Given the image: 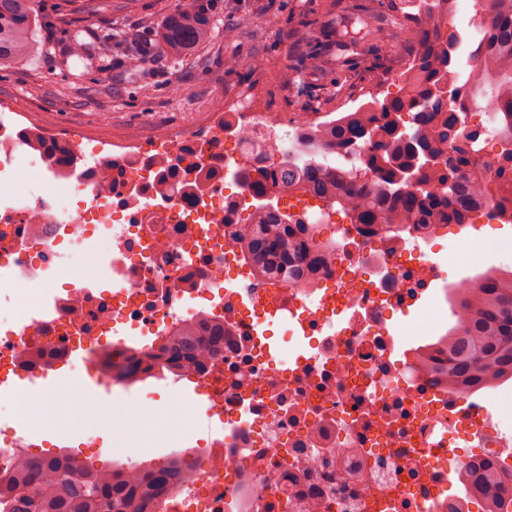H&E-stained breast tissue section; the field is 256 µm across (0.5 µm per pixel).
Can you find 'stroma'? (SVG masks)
<instances>
[{"label": "stroma", "instance_id": "obj_1", "mask_svg": "<svg viewBox=\"0 0 512 512\" xmlns=\"http://www.w3.org/2000/svg\"><path fill=\"white\" fill-rule=\"evenodd\" d=\"M176 5L177 0H102L90 17L83 0H34L35 60L0 62V102L29 115L36 130L70 131L89 157L100 141L124 134L151 136L166 126H205L225 97L255 87L265 112L287 117L296 112H350L397 93L412 52L406 32L389 24L388 0H338L333 6L326 0H216L212 38L180 60L154 50L135 66L118 44L104 69L77 55L61 58L72 41L87 43L103 31L149 42ZM370 12L378 15L383 37L355 46L338 44L340 18ZM228 56L235 58L234 68L224 66ZM465 236L475 238L473 248L460 247ZM435 257L452 275L488 259L512 268V224L488 230L480 224L449 227L436 240ZM178 388L192 418L183 435L161 433L142 422L137 441L118 434L113 443H103L106 420L81 396L73 405L53 406V420L38 438V452L53 456L67 446L99 464L129 455L158 460L182 443L204 446L212 432L203 399L195 395L192 381H181ZM169 393L162 383L132 386L118 415L124 420L129 410L145 408L164 415ZM92 438L100 440V447H88Z\"/></svg>", "mask_w": 512, "mask_h": 512}]
</instances>
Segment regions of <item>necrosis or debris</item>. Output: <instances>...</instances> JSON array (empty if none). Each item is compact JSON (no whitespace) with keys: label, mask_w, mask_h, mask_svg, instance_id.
<instances>
[{"label":"necrosis or debris","mask_w":512,"mask_h":512,"mask_svg":"<svg viewBox=\"0 0 512 512\" xmlns=\"http://www.w3.org/2000/svg\"><path fill=\"white\" fill-rule=\"evenodd\" d=\"M332 121L326 112L285 121L237 99L205 132L117 138L93 163L48 130L42 194L0 185V299L43 281L50 301L0 320V374L34 385L82 353L94 370L105 357L127 365L174 327L223 319L229 345L206 351L192 377L219 435L183 449L195 479L170 491L164 512H478L466 467L512 455L502 387L448 389L421 363L439 356L456 290L488 270L448 279L431 256L438 228L383 237L310 214L306 238L323 252L311 255L308 278L264 276L247 259V151L276 164ZM105 252L111 289L68 280L70 256L90 270ZM418 303L429 321L398 334L393 315ZM276 315L304 339L285 363Z\"/></svg>","instance_id":"obj_1"}]
</instances>
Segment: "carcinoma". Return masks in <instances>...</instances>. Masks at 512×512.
I'll return each instance as SVG.
<instances>
[{
  "mask_svg": "<svg viewBox=\"0 0 512 512\" xmlns=\"http://www.w3.org/2000/svg\"><path fill=\"white\" fill-rule=\"evenodd\" d=\"M481 14L491 13L490 26L464 35L452 24L453 0H420L423 12L407 32L413 39L412 75L397 96L367 102L336 118L328 130L339 148L363 145L364 161L354 168L325 171L299 165L288 153L277 168L246 161L242 175L253 198L255 233L246 252L257 270L267 274L273 262L298 276L294 258L305 247L304 221L280 208L276 193L300 195L323 203V216L339 207L352 224L386 229L400 224H464L469 213L494 202L502 221L512 223V200L503 197L512 185V0H474ZM214 0H178L156 33L161 52L183 56L211 38ZM35 15L32 0H0V61L32 56ZM473 38L467 78L469 100L491 98L487 106L502 113L506 126L498 167L478 166L477 134H462L456 102V49ZM113 36L102 35L89 47L74 44L63 53H87L102 61L112 56ZM454 307L464 319L441 343L438 362H424L431 375L464 390L483 381L512 380V270L485 278L462 294ZM224 344V322L184 323L163 337L144 356L153 368L173 370L198 361L203 343ZM191 467L178 453L158 467H147L134 480L116 464L90 466L77 454L40 456L24 450L0 467V512H155L159 501L186 483ZM467 483L485 492L490 512H512V465L485 464L466 470Z\"/></svg>",
  "mask_w": 512,
  "mask_h": 512,
  "instance_id": "obj_1",
  "label": "carcinoma"
}]
</instances>
